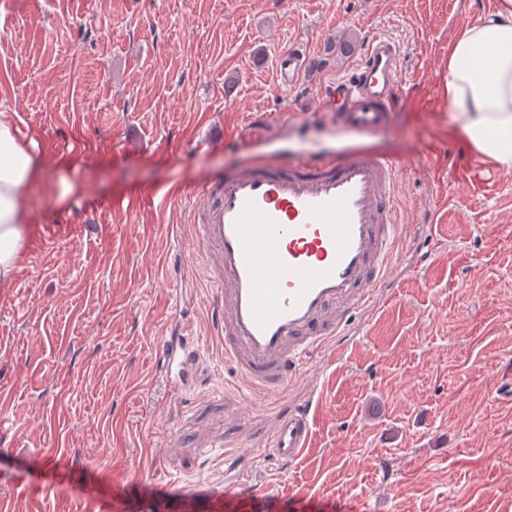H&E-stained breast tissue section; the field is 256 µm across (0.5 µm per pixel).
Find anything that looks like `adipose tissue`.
<instances>
[{
    "label": "adipose tissue",
    "instance_id": "adipose-tissue-1",
    "mask_svg": "<svg viewBox=\"0 0 512 512\" xmlns=\"http://www.w3.org/2000/svg\"><path fill=\"white\" fill-rule=\"evenodd\" d=\"M487 69L478 77L475 66ZM448 105L469 148L512 169V0L462 29L448 51ZM45 172L22 143L15 115L0 111V286L12 281L26 234V192Z\"/></svg>",
    "mask_w": 512,
    "mask_h": 512
}]
</instances>
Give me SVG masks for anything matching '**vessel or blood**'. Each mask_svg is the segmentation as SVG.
<instances>
[{
    "mask_svg": "<svg viewBox=\"0 0 512 512\" xmlns=\"http://www.w3.org/2000/svg\"><path fill=\"white\" fill-rule=\"evenodd\" d=\"M310 59L298 46L278 57L281 94L299 86ZM401 89L399 47L375 35L359 62L315 98L338 127L364 132L390 121ZM398 167L364 148L281 156L244 162L195 191L188 237L219 297L213 333L247 401L285 394L306 359L389 280L403 225L393 206ZM161 354L169 390L190 389L193 337L164 342ZM311 409L304 403L276 418L266 448L273 459L291 464L302 455ZM263 499L200 484L184 493L183 512H243Z\"/></svg>",
    "mask_w": 512,
    "mask_h": 512,
    "instance_id": "vessel-or-blood-1",
    "label": "vessel or blood"
}]
</instances>
